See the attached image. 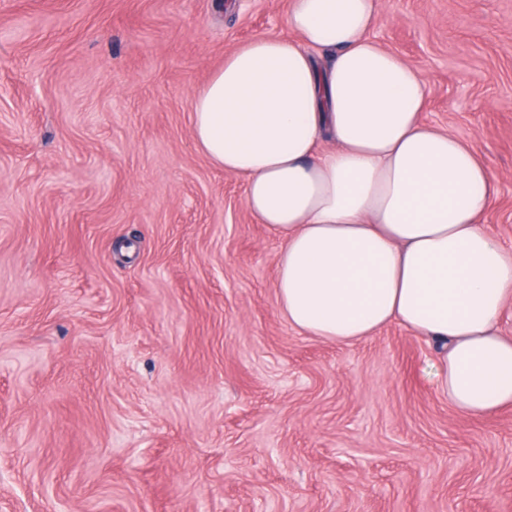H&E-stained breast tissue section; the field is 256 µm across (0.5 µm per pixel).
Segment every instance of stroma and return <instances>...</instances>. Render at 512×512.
Instances as JSON below:
<instances>
[{"mask_svg": "<svg viewBox=\"0 0 512 512\" xmlns=\"http://www.w3.org/2000/svg\"><path fill=\"white\" fill-rule=\"evenodd\" d=\"M288 4L0 0V512H512V408L452 409L399 324L292 328L281 241L194 142V90ZM372 35L512 250V0H382Z\"/></svg>", "mask_w": 512, "mask_h": 512, "instance_id": "stroma-1", "label": "stroma"}]
</instances>
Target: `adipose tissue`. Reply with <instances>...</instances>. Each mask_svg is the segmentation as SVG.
Returning <instances> with one entry per match:
<instances>
[{
	"label": "adipose tissue",
	"instance_id": "ef3b65f1",
	"mask_svg": "<svg viewBox=\"0 0 512 512\" xmlns=\"http://www.w3.org/2000/svg\"><path fill=\"white\" fill-rule=\"evenodd\" d=\"M379 7L290 0L293 38L252 39L194 91L193 139L282 241L289 325L345 344L398 323L436 343L449 404L488 415L512 407V253L480 224L498 178L422 122L428 78L372 38Z\"/></svg>",
	"mask_w": 512,
	"mask_h": 512
}]
</instances>
